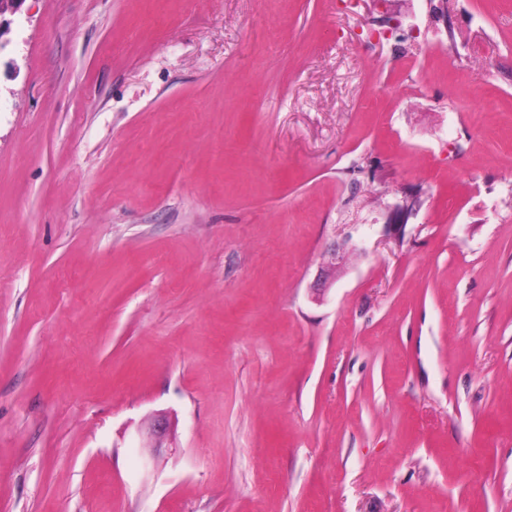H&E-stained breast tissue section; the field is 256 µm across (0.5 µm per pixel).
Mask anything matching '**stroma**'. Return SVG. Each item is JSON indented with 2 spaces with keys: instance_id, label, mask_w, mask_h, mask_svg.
Listing matches in <instances>:
<instances>
[{
  "instance_id": "35a3bbf8",
  "label": "stroma",
  "mask_w": 512,
  "mask_h": 512,
  "mask_svg": "<svg viewBox=\"0 0 512 512\" xmlns=\"http://www.w3.org/2000/svg\"><path fill=\"white\" fill-rule=\"evenodd\" d=\"M443 3L25 0L0 512H512V0Z\"/></svg>"
}]
</instances>
